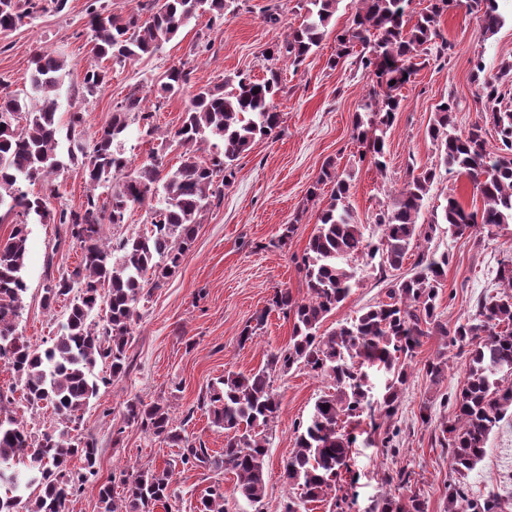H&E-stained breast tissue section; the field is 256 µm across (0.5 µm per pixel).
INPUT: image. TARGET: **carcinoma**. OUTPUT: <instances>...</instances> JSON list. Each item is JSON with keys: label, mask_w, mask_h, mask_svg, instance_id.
<instances>
[{"label": "carcinoma", "mask_w": 512, "mask_h": 512, "mask_svg": "<svg viewBox=\"0 0 512 512\" xmlns=\"http://www.w3.org/2000/svg\"><path fill=\"white\" fill-rule=\"evenodd\" d=\"M306 15L290 29L283 44L269 58L284 57L297 66L319 47L340 0H305ZM350 26L336 34V59L353 53L358 67L377 79L379 91L370 125L390 126L400 107L392 91L410 81L417 59L431 50L441 55L451 45L440 40L439 17L452 6L479 14L483 33L492 36L503 26L497 0H432L430 9L416 21L407 19L409 0H359ZM44 10L43 0H0V33L12 31ZM208 12L214 23L224 19V0H144L141 10L126 18L109 12L101 0H88L87 14L93 32V51L99 58L122 64L142 59L175 38L188 21ZM66 61L44 51L34 54L30 74L32 94L0 96V223L11 220L8 237L0 239V361L14 372L29 410L50 408L63 429L35 435L8 406L13 398L0 392V512H69L84 484L98 473V448L80 429L83 411L99 392L94 374L97 364L110 370V380L126 376L127 346L140 314L145 289L158 288L173 276L190 248L195 227L222 195L234 177L235 162L258 138L269 136L280 124L273 97L280 72L268 69L261 81L236 76L221 87L191 89V71L185 64L169 68L160 84L169 96L188 94L179 127L162 134L160 146L181 148L177 165L167 167L164 156L152 152L138 166L126 155L129 126L137 122L140 133L155 138L154 114L142 106L134 91L115 106L111 121L93 134V147L81 161L89 185L79 209L52 205L59 197L57 175L61 137L81 139L86 134L82 109L70 112L66 127L56 120L57 95ZM478 102L484 124L464 133L453 131L452 113L458 103L441 100L427 135L441 160L457 169L480 195L482 208L466 210L448 196L441 218L418 223L435 171L409 172L392 209L378 214L382 235L368 240L350 205L351 185L329 161L322 169L308 200L320 199L318 185L329 180L333 191L320 209L317 224L304 250L298 270L303 273L308 297L298 300L286 289L276 291L273 306L292 319L288 348L268 355L263 367L247 375L227 371L200 399L212 423L224 429L226 440L218 456L195 444L172 425L167 408L139 397L127 400L124 423L179 449L177 458L161 467L133 465L122 472V495L114 496L112 483L99 489V512H154L169 509L177 465L229 471L235 475L233 494L250 504L264 497L265 463L270 424L278 417L280 402L271 374L293 366L331 380L333 390L315 401L312 413L295 427V450L284 465V478L301 490L300 501H286L283 512H300L307 502L323 501L338 485L356 437L347 425L359 421L371 407L365 368L380 367L388 374L379 406L385 422L396 412L408 380L405 360L413 357L421 338L437 334L448 347L467 351L464 383L453 399L454 419L439 425L440 444L448 448L455 471L465 476L484 457L492 427L512 412V258L500 262V291L478 302L475 313L448 326L437 313L436 299L448 269V254L436 255L427 246L436 225H448L457 237H476L484 231L512 224V110L503 102L512 92V62L494 74L485 73L481 60L474 63ZM107 71L85 72L83 92L93 94ZM258 93H253V90ZM490 124L498 144L487 147L483 125ZM354 139L363 147L359 160L371 157L376 168L385 167V141L366 128L361 115L353 123ZM216 143H210V140ZM212 144L210 158L198 151ZM41 184L34 195L28 186ZM145 207L153 229L145 234L103 236V225L126 223L127 214ZM58 224L64 239L81 249L82 258L71 269L49 274L43 306L52 309L69 301L65 321L50 346L41 351L18 332V319L28 286L26 266L28 226ZM421 249L411 273L393 278L387 301L364 309L356 318L319 333L323 321L348 297L356 284L353 262L371 264L379 259L382 278L402 269L413 247ZM104 311L94 319L95 310ZM434 382L448 370V352L424 364ZM77 458L81 468H69ZM28 470L21 479L19 466ZM224 487L209 486L198 512H229ZM377 512H425L415 494L406 498L383 496ZM448 512H501L493 493L481 500L470 498L466 485L448 487Z\"/></svg>", "instance_id": "obj_1"}]
</instances>
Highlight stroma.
Returning a JSON list of instances; mask_svg holds the SVG:
<instances>
[{
    "label": "stroma",
    "instance_id": "1",
    "mask_svg": "<svg viewBox=\"0 0 512 512\" xmlns=\"http://www.w3.org/2000/svg\"><path fill=\"white\" fill-rule=\"evenodd\" d=\"M299 0H227L224 20L211 23L209 14L197 16L181 33L155 54L126 65L98 58L93 52L86 0H68L63 11L47 9L8 35L0 37V95L29 88L31 58L37 51L60 53L67 62L56 118L67 123L73 107L86 114L88 132L107 125L117 102L132 90L155 102L161 75L183 63L191 71L194 86H214L225 78L243 74L260 80L267 74L266 50L281 42L289 27L298 26L304 12ZM505 23L491 37H483L478 16L466 7L445 11L439 22L441 35L451 46L443 56H429L410 81L397 89L400 108L392 126L385 128V169L359 159L361 147L353 138L355 115L371 118L375 104V80L356 64L355 57H336V34L347 27L356 12L355 0H341L320 46L299 66L279 61L282 88L274 99L281 124L271 136L255 141L243 154L234 178L198 225L195 240L181 259L178 271L153 289L139 305L140 318L128 344L131 370L123 379L101 386L86 408L81 430L93 437L99 452V473L85 485L70 512H98L102 484L132 464H164L174 451L135 426H124L127 400L140 397L170 408L175 425L189 439L218 451L224 431L216 427L198 402L209 384L226 371L247 374L262 367L268 354L287 349L293 322L272 308L279 289L294 298L307 295L296 260L301 257L316 224L317 207L307 200L327 160L338 172L353 176L350 202L367 237H378L375 216L390 208L410 171L435 169L436 178L420 215L429 222L442 211L448 196L467 209L477 210L482 200L469 180L440 163L426 131L437 104L455 97L456 131H467L480 122L476 102L478 86L473 62L482 59L487 71L512 61V0H498ZM207 52H199L201 43ZM107 70V81L93 96L76 95L87 69ZM57 227L34 224L27 243L28 291L18 330L39 349L58 329L65 302L45 309V264L74 267L79 249L57 247ZM433 251L450 253L452 260L439 290L443 319L456 323L472 313L484 297L495 294L499 262L512 254V225L482 238L457 237L447 225H438L430 243ZM389 287L377 268L358 265L357 284L343 304L323 323L331 329L355 317L364 308L385 300ZM263 317L254 340L241 342L247 324ZM445 337L426 336L407 363L408 382L392 420L399 428L397 453L386 452L381 434L362 418L354 429L357 437L350 468L353 483L345 485L347 512H372L383 495L404 496L412 491L426 503V512H448V486L457 482L448 451L435 441L438 425L451 417L443 406L445 394L459 390L466 355L450 358L448 372L432 382L422 366L444 347ZM280 400L277 419L271 424V444L266 457V491L260 503L240 498L229 501L230 512H282L296 491L283 477V468L295 446L294 426L305 421L316 401L331 390L329 380L303 368L272 375ZM431 404V424H422L420 408ZM411 472L408 488L386 483V475ZM466 482L474 495L494 493L512 512V414L491 429L486 453L468 473ZM232 490L233 476L203 468L176 469L178 493L171 510L198 512V501L214 482Z\"/></svg>",
    "mask_w": 512,
    "mask_h": 512
}]
</instances>
